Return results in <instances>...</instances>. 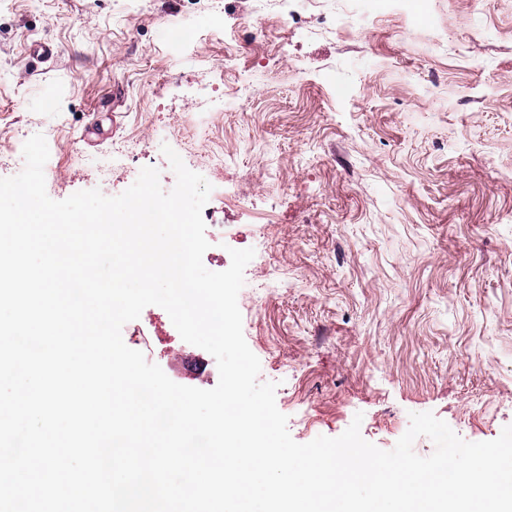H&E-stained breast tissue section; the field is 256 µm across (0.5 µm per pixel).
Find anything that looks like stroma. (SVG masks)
<instances>
[{"label":"stroma","mask_w":512,"mask_h":512,"mask_svg":"<svg viewBox=\"0 0 512 512\" xmlns=\"http://www.w3.org/2000/svg\"><path fill=\"white\" fill-rule=\"evenodd\" d=\"M431 5L358 30L353 0H0V147L45 137L50 198L146 166L171 190L165 144L223 162L203 264L254 248L243 334L299 443L358 413L383 450L413 412L470 442L512 425V0ZM139 323L197 386L210 354L161 307Z\"/></svg>","instance_id":"obj_1"}]
</instances>
